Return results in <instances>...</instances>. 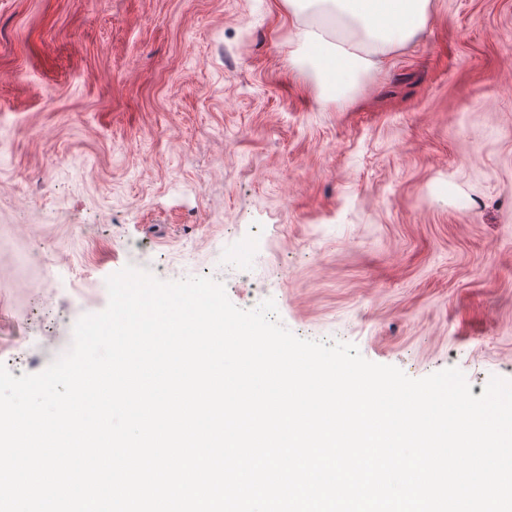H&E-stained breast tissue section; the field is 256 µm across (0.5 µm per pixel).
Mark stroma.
Segmentation results:
<instances>
[{
	"label": "stroma",
	"mask_w": 512,
	"mask_h": 512,
	"mask_svg": "<svg viewBox=\"0 0 512 512\" xmlns=\"http://www.w3.org/2000/svg\"><path fill=\"white\" fill-rule=\"evenodd\" d=\"M283 0H0V364L43 371L126 266L480 396L512 380V0H431L353 102ZM45 245L44 266L19 244Z\"/></svg>",
	"instance_id": "stroma-1"
}]
</instances>
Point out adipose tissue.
<instances>
[{
	"label": "adipose tissue",
	"mask_w": 512,
	"mask_h": 512,
	"mask_svg": "<svg viewBox=\"0 0 512 512\" xmlns=\"http://www.w3.org/2000/svg\"><path fill=\"white\" fill-rule=\"evenodd\" d=\"M303 20L291 65L322 101L344 103L377 59L405 44L429 20L431 0H283Z\"/></svg>",
	"instance_id": "ef3b65f1"
}]
</instances>
